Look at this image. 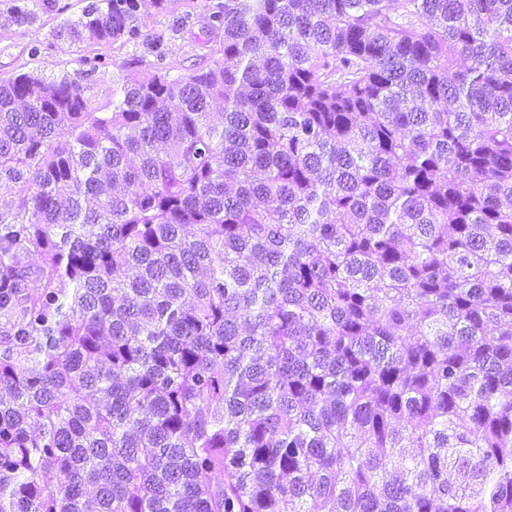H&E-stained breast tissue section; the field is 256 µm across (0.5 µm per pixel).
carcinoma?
I'll return each mask as SVG.
<instances>
[{"instance_id": "1", "label": "carcinoma", "mask_w": 512, "mask_h": 512, "mask_svg": "<svg viewBox=\"0 0 512 512\" xmlns=\"http://www.w3.org/2000/svg\"><path fill=\"white\" fill-rule=\"evenodd\" d=\"M207 29L110 112L0 81V512H512V0Z\"/></svg>"}]
</instances>
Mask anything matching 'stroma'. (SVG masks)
<instances>
[{
	"instance_id": "1",
	"label": "stroma",
	"mask_w": 512,
	"mask_h": 512,
	"mask_svg": "<svg viewBox=\"0 0 512 512\" xmlns=\"http://www.w3.org/2000/svg\"><path fill=\"white\" fill-rule=\"evenodd\" d=\"M88 0H57L53 10L39 14L36 21L15 20L13 0H0V81L21 73L46 78H78L82 57L102 58L103 64L84 80L86 94L95 111L112 109V88L123 63L135 58L162 62L171 76L189 73L222 55L223 36L206 33V7L212 0H169L161 11L153 0H143L142 39L135 44H83L74 46L59 38V31L76 20ZM191 14L190 25L177 19Z\"/></svg>"
}]
</instances>
